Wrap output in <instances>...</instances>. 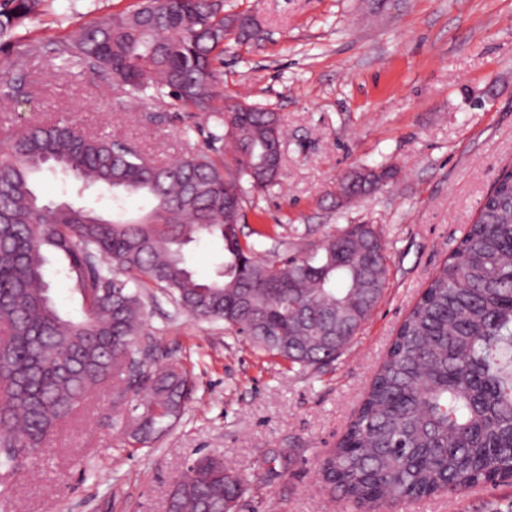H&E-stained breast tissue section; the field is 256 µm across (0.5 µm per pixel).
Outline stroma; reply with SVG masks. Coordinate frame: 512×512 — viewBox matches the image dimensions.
<instances>
[{
	"label": "stroma",
	"instance_id": "obj_1",
	"mask_svg": "<svg viewBox=\"0 0 512 512\" xmlns=\"http://www.w3.org/2000/svg\"><path fill=\"white\" fill-rule=\"evenodd\" d=\"M133 2L70 0L64 13L43 0L0 63ZM224 9L252 10L260 32L216 61L215 104L270 108L285 131L278 186L248 198L244 233H267L258 257L302 256L336 227L372 224L386 247L387 288L342 355L317 372L261 354L223 322L190 318L166 298L148 301L160 363L179 364L195 383L181 420L152 447L126 450L111 390L95 392L37 456L0 474L10 491L0 512H164L172 481L207 453L249 475L236 512H357L321 481V464L410 307L512 165V0H224ZM24 83L25 97L0 110V143L28 124L68 119L158 164L225 151L214 113L145 106L38 57ZM376 165L395 169L391 184L338 200L339 178ZM36 188L107 219L150 209L100 190L77 197L60 172L40 173ZM511 496L512 484L489 483L397 512H477Z\"/></svg>",
	"mask_w": 512,
	"mask_h": 512
}]
</instances>
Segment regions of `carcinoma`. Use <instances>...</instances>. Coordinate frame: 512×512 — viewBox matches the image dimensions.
<instances>
[{"instance_id": "carcinoma-1", "label": "carcinoma", "mask_w": 512, "mask_h": 512, "mask_svg": "<svg viewBox=\"0 0 512 512\" xmlns=\"http://www.w3.org/2000/svg\"><path fill=\"white\" fill-rule=\"evenodd\" d=\"M39 0H0V40ZM244 16L209 0H138L32 50L108 80L132 100L212 112L215 52ZM29 54L0 68V98L24 94ZM220 121L232 164L206 153L164 165L118 138L58 121L33 124L0 148V470L36 454L88 395L112 384V411L132 448L178 422L194 391L182 367L141 359L144 291L160 289L197 320H221L267 355L302 368L330 363L369 319L386 288L385 247L372 224H348L313 253L256 256L241 226L248 196L278 184L277 112L227 104ZM60 169L80 190L154 201L144 224L108 221L86 207L52 205L32 176ZM394 177L364 167L343 179L347 199ZM206 233L222 242L208 279L183 248ZM80 297L66 313L46 278L45 250ZM323 480L369 512L512 478V169L398 327L357 415L322 466ZM246 479L201 456L170 493L169 512H233Z\"/></svg>"}]
</instances>
